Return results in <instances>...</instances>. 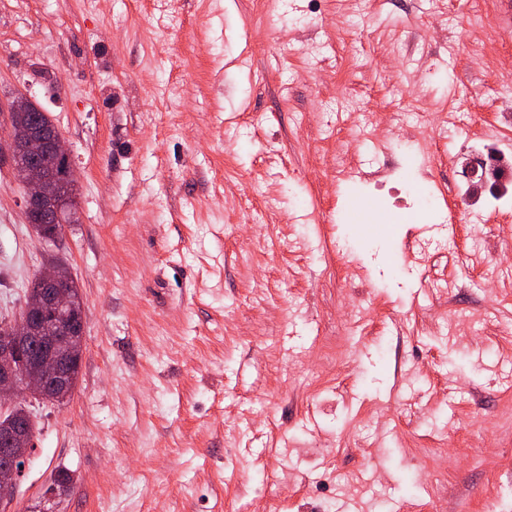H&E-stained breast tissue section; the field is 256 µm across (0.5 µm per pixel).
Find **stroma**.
I'll return each mask as SVG.
<instances>
[{
  "instance_id": "obj_1",
  "label": "stroma",
  "mask_w": 512,
  "mask_h": 512,
  "mask_svg": "<svg viewBox=\"0 0 512 512\" xmlns=\"http://www.w3.org/2000/svg\"><path fill=\"white\" fill-rule=\"evenodd\" d=\"M445 2L0 0V134L27 95L79 172L46 245L0 156V321L49 261L84 306L12 512H512V223L448 194L465 129L411 143L465 101L512 146V44ZM447 110L441 107L428 108L423 111L425 132L417 135L416 139L422 152V163L434 167L436 162L437 146L447 138L448 116Z\"/></svg>"
}]
</instances>
